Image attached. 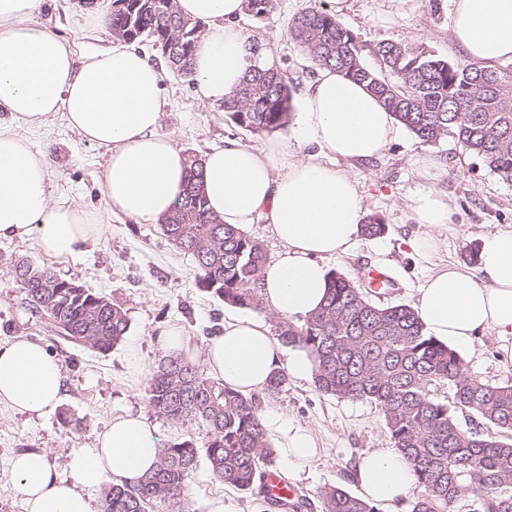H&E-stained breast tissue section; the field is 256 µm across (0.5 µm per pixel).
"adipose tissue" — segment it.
I'll return each mask as SVG.
<instances>
[{
	"instance_id": "obj_1",
	"label": "adipose tissue",
	"mask_w": 512,
	"mask_h": 512,
	"mask_svg": "<svg viewBox=\"0 0 512 512\" xmlns=\"http://www.w3.org/2000/svg\"><path fill=\"white\" fill-rule=\"evenodd\" d=\"M46 0H0V240L36 235L44 254L66 257L99 240L106 215L159 223L172 210L189 174L186 155L161 131L166 100L162 68L123 42L76 56L68 40L38 16ZM179 13L208 26L194 58L203 99L232 96L252 68L274 66L269 48L253 52L239 26L245 0H176ZM450 37L467 59L484 66L512 60V0H452ZM85 142L101 149L98 177L105 215L54 198L45 155L28 137L56 114ZM397 134L393 116L366 84L319 68L286 136L257 153L236 142L208 153L203 190L224 223L266 224L282 249L264 266L263 304L300 321L316 312L329 280L325 258L347 253L361 233L364 211L357 181L329 166L332 155L349 163L378 157ZM409 209L423 235L413 253L432 259L438 229L456 202L447 193H417ZM414 309L428 335L470 347L479 332L495 334L499 360L512 366V231L481 238L476 271L436 267L419 289ZM203 355L211 375L245 392L263 388L279 367L296 378L314 362L301 348L283 355L269 328L251 315L225 321ZM63 374L41 344L16 338L0 343V404L42 416L59 405ZM158 446L142 415L113 418L92 447L75 449L65 473L47 456L26 452L11 467L27 512H95L91 494L111 480L138 482L156 464ZM367 501L397 507L414 489L412 467L392 448L365 454L355 471Z\"/></svg>"
}]
</instances>
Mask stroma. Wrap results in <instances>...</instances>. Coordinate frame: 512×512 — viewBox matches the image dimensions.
Segmentation results:
<instances>
[{"mask_svg": "<svg viewBox=\"0 0 512 512\" xmlns=\"http://www.w3.org/2000/svg\"><path fill=\"white\" fill-rule=\"evenodd\" d=\"M85 4L86 0H50L39 16L60 36L75 41L80 54L111 46L113 41L105 27L88 37L77 35ZM319 4L334 10L357 34L368 66H375L372 51L385 40L402 41L460 63L466 60L450 39L451 0H273L269 14H247L239 24L272 50L288 81L291 110H298L316 67L288 29L295 16ZM161 87L168 101L162 131L183 152L203 155L228 141L259 151L271 139L270 133L237 126L223 107L200 99L195 83L187 78L164 71ZM29 138L47 156L54 195L104 213L97 189L104 163L101 152L81 141L59 115ZM423 156L437 162L435 178L422 175L417 160ZM336 166L359 182L365 215L382 217L387 230L377 238L359 237L349 255L328 259L326 265L356 281L369 267L388 268L396 286L378 296L379 304L413 305L434 263L466 266L467 250L483 234L512 230V184L500 180L454 140L423 145L402 127L374 160L353 165L340 160ZM428 187L447 192L458 202L451 223L440 231L442 246L432 263L416 257L407 244L422 232L421 225L411 219L409 200ZM20 258L49 267L122 305L131 319L125 340L104 354L64 344L46 322L27 312L13 280V263ZM196 274L194 259L169 244L158 225L139 224L120 215L110 218L99 241L67 258L43 255L33 236L0 240V341L21 336L41 343L59 361L65 377L62 402L42 417L32 419L0 405V512H25L10 471L13 455L39 450L57 469H64L74 449L90 446L95 433L124 411L144 413L157 442L174 444L197 437V427L171 423L149 407L147 375L131 376L127 364L132 351L139 353L146 366L158 362L164 352L156 342L157 334L171 324L183 328L196 350L195 362H202L206 336L219 331L237 310L196 288ZM460 356L477 379L493 386L512 385V369L500 365L497 342L488 333H481ZM261 413L280 418L281 429H267L266 435L278 452L277 473L309 501L300 512H320L317 492L325 485L356 492L353 471L359 458L391 445L374 404L321 395L309 378H289L285 391L264 400ZM290 425L309 429L320 448L317 457L298 468L280 453ZM189 487L194 512H208L216 499L223 500L230 512H277L262 496L215 481L203 464L192 475Z\"/></svg>", "mask_w": 512, "mask_h": 512, "instance_id": "35a3bbf8", "label": "stroma"}]
</instances>
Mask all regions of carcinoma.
Listing matches in <instances>:
<instances>
[{"mask_svg": "<svg viewBox=\"0 0 512 512\" xmlns=\"http://www.w3.org/2000/svg\"><path fill=\"white\" fill-rule=\"evenodd\" d=\"M151 4L136 10L137 22L153 34L172 72L192 76L199 36L180 37L186 18L176 0ZM289 34L315 66L366 84L419 143L452 138L512 183L511 65H460L387 40L376 46L377 66L370 67L357 35L321 6L296 16ZM288 110V84L274 69L248 75L224 101V112L236 125L257 133L285 128ZM188 161L189 181L161 220L162 235L194 258L196 287L227 306L265 312L262 245L209 210L203 159L194 154ZM385 231L381 217L364 219L365 236ZM14 273L27 311L64 341L106 353L127 335V310L107 296L27 259L15 263ZM329 276L325 303L313 315L294 322L269 314L282 343L313 356L316 390L380 408L393 448L413 466L411 512H454L466 495L470 512H512V386H491L470 375L454 349L426 334L411 306L377 304L346 275L331 270ZM288 380L280 368L262 393H242L184 356L162 357L149 373L146 400L172 423L202 427L201 444L187 440L162 447L156 468L138 483H114L104 491L103 512H192L188 480L202 460L216 481L254 491L261 470L274 464L261 422L262 400L284 391ZM444 385L452 391L449 403L435 397ZM459 410L475 413L496 435L462 429L455 416ZM318 497L321 512H377L340 487H325Z\"/></svg>", "mask_w": 512, "mask_h": 512, "instance_id": "carcinoma-1", "label": "carcinoma"}]
</instances>
